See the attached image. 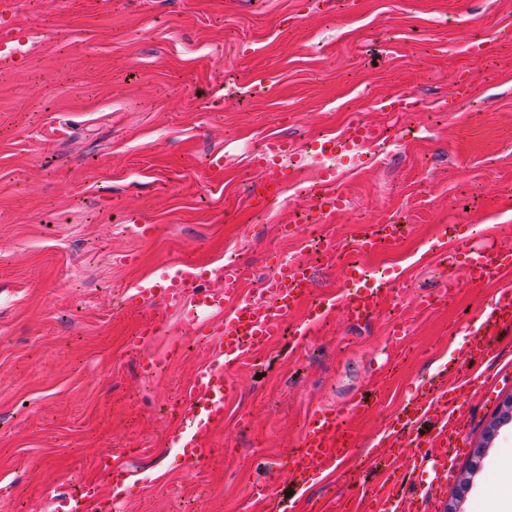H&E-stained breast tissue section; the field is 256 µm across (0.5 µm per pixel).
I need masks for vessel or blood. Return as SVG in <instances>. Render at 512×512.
I'll use <instances>...</instances> for the list:
<instances>
[{"instance_id": "vessel-or-blood-1", "label": "vessel or blood", "mask_w": 512, "mask_h": 512, "mask_svg": "<svg viewBox=\"0 0 512 512\" xmlns=\"http://www.w3.org/2000/svg\"><path fill=\"white\" fill-rule=\"evenodd\" d=\"M14 10L15 0H0V59L4 61L15 59L21 52L12 25ZM384 137L382 128L354 120L341 134L318 140L317 152L323 157L359 158ZM285 152L281 140L269 138L254 155L253 163L261 169L263 178L251 188L253 205L277 201L293 177L294 167L280 162ZM307 197L317 224L326 223L347 204L332 173L311 186ZM430 251L437 257L450 254L460 257L466 279L474 286L512 274V246H502L492 237L476 247L463 234H442L432 243ZM318 260L326 267H340L342 283L338 292L313 297L311 265L284 261L277 264L262 284V294L272 298L268 304L248 298L240 276L229 268L225 269L223 286L217 291L203 289L202 270L188 268L164 273L128 294L127 303L132 308H163L179 303L187 309L200 308L208 313L207 319L195 322L194 333L210 348L211 356L195 372L180 408L181 424L170 435L171 445L182 450L187 470H195L204 463L203 439L224 425V403L234 387L228 368L243 357L265 349L273 337L281 335L289 314L298 304H305L306 310L294 334L305 340L331 314L340 313L350 325L356 326L371 318L396 294V278L367 279L362 265L345 260L334 241L324 240ZM440 301L437 295L423 296L400 314L392 327L389 345L392 353L402 352L409 327ZM504 327H512V286L508 284L497 289L491 315L470 330L469 348L481 354L488 352L491 336ZM477 392L474 378L466 375L448 385H431L371 439V455L394 449L397 455L411 462L415 471L433 474L438 485H447L455 460L465 452L459 423L462 409ZM370 402L367 396L353 397L340 405L311 411L305 431L283 462L298 486H305L308 477L314 475L327 478L335 474L357 440L354 423L365 417ZM396 481L395 471H387L377 489L361 494L354 512H425L424 495H399L393 490ZM101 498L97 485L85 483L78 492L57 498L56 512H78L80 505L94 504ZM250 503L259 512H298L299 499L279 495L272 483L264 481L255 484Z\"/></svg>"}]
</instances>
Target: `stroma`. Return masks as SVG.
Listing matches in <instances>:
<instances>
[{"label": "stroma", "mask_w": 512, "mask_h": 512, "mask_svg": "<svg viewBox=\"0 0 512 512\" xmlns=\"http://www.w3.org/2000/svg\"><path fill=\"white\" fill-rule=\"evenodd\" d=\"M15 24L23 54L0 66V512H50L55 489L82 480L110 494L96 467L106 453L131 472L123 512H247L255 457L291 491L279 463L308 412L364 392L376 403L358 425L360 446L334 478L307 482L317 506L340 512L382 477L364 441L442 368L491 391L469 401L468 453L427 512H483L495 469L512 458V329L492 338V356L469 355L463 329L489 311L496 286L471 287L457 260L425 250L448 223L512 244V42L483 57L462 48L512 26V0H339L332 13L317 0H16ZM460 70L484 79L471 104L448 112ZM258 74L272 86L264 98L247 93ZM401 91L421 110L378 111ZM357 118L389 132L365 164L308 160L285 202L250 205L262 176L251 158L266 138L301 150ZM215 155L219 187L207 178ZM325 169L349 205L328 223H299L304 190ZM395 218L408 221L407 237L364 260L398 273L395 300L359 327L332 315L300 344L295 310L264 351L229 368L224 426L188 473L169 438L208 352L176 306L160 335L135 347L152 311L125 306L128 290L164 264L204 268V288L218 289L228 262L249 290L287 258L312 264L321 296L339 273L315 264L313 240L348 250L361 230ZM137 220L156 233L128 236ZM449 283L452 298L391 357L393 321ZM178 336L188 341L181 357L143 375L142 359Z\"/></svg>", "instance_id": "1"}]
</instances>
